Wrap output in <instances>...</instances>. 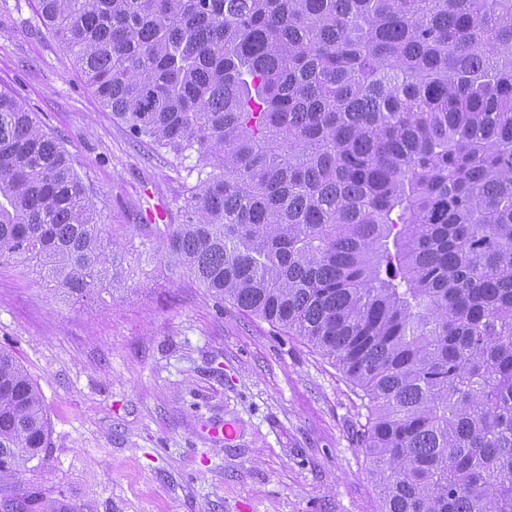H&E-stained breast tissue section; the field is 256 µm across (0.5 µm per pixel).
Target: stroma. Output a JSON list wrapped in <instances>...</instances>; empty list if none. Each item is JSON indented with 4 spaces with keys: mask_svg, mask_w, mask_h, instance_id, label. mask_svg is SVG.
Masks as SVG:
<instances>
[{
    "mask_svg": "<svg viewBox=\"0 0 512 512\" xmlns=\"http://www.w3.org/2000/svg\"><path fill=\"white\" fill-rule=\"evenodd\" d=\"M37 8L0 0V90L64 142L106 233L136 251L126 290L77 304L0 265V349L49 421L40 482L75 512H381L350 384L163 259L149 212L180 223L186 170L113 121Z\"/></svg>",
    "mask_w": 512,
    "mask_h": 512,
    "instance_id": "obj_1",
    "label": "stroma"
}]
</instances>
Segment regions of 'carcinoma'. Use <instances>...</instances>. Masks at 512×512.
I'll list each match as a JSON object with an SVG mask.
<instances>
[{
  "label": "carcinoma",
  "instance_id": "1",
  "mask_svg": "<svg viewBox=\"0 0 512 512\" xmlns=\"http://www.w3.org/2000/svg\"><path fill=\"white\" fill-rule=\"evenodd\" d=\"M112 118L195 177L160 250L301 338L366 409L383 512H512V0H39ZM64 143L0 91V263L125 282ZM41 395L0 349V498Z\"/></svg>",
  "mask_w": 512,
  "mask_h": 512
}]
</instances>
